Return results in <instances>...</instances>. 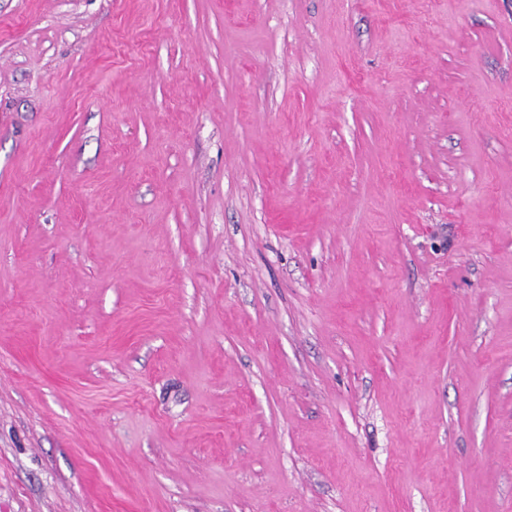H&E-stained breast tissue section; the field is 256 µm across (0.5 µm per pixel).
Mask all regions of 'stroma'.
Returning <instances> with one entry per match:
<instances>
[{
    "label": "stroma",
    "mask_w": 512,
    "mask_h": 512,
    "mask_svg": "<svg viewBox=\"0 0 512 512\" xmlns=\"http://www.w3.org/2000/svg\"><path fill=\"white\" fill-rule=\"evenodd\" d=\"M0 512H512V0H0Z\"/></svg>",
    "instance_id": "1"
}]
</instances>
